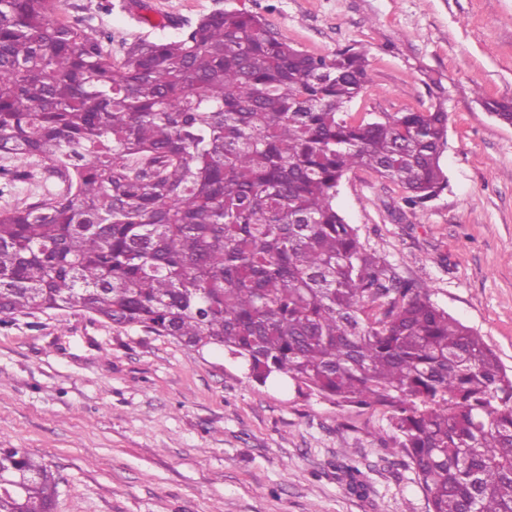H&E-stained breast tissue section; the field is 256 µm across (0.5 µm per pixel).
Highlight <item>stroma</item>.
I'll return each instance as SVG.
<instances>
[{
	"mask_svg": "<svg viewBox=\"0 0 512 512\" xmlns=\"http://www.w3.org/2000/svg\"><path fill=\"white\" fill-rule=\"evenodd\" d=\"M231 8L310 55L363 47L370 81L354 117L447 111L448 186L418 216L364 169L344 176L336 205L368 251L512 369V125L476 96L512 99V0H67L60 16L105 35L116 60ZM21 165L30 176L0 210L64 188L43 161ZM392 447L381 411L247 382L220 348L77 309L0 324V448L45 459L56 512H428L413 474L386 467ZM345 449L367 466V496L336 473Z\"/></svg>",
	"mask_w": 512,
	"mask_h": 512,
	"instance_id": "35a3bbf8",
	"label": "stroma"
}]
</instances>
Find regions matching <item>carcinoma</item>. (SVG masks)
Here are the masks:
<instances>
[{
  "instance_id": "carcinoma-1",
  "label": "carcinoma",
  "mask_w": 512,
  "mask_h": 512,
  "mask_svg": "<svg viewBox=\"0 0 512 512\" xmlns=\"http://www.w3.org/2000/svg\"><path fill=\"white\" fill-rule=\"evenodd\" d=\"M62 6L0 0V156H36L66 183L0 211V324L78 307L222 348L260 386L383 408L428 512H512V373L335 204L353 168L413 210L436 196L448 112L354 118L366 51L314 57L253 13L212 12L114 62ZM482 105L512 125V100ZM0 468L23 481L0 512H50L43 459L0 448Z\"/></svg>"
}]
</instances>
